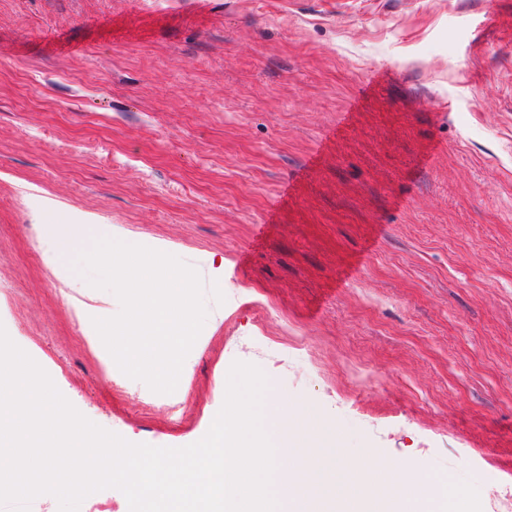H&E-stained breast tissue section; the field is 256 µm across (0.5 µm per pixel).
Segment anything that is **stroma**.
<instances>
[{"label":"stroma","mask_w":512,"mask_h":512,"mask_svg":"<svg viewBox=\"0 0 512 512\" xmlns=\"http://www.w3.org/2000/svg\"><path fill=\"white\" fill-rule=\"evenodd\" d=\"M52 210L199 271L176 399L107 370ZM0 325L133 443L239 360L351 471L512 487V0H0Z\"/></svg>","instance_id":"obj_1"}]
</instances>
